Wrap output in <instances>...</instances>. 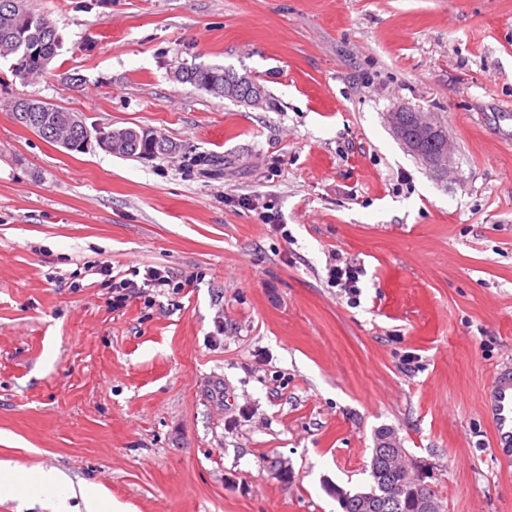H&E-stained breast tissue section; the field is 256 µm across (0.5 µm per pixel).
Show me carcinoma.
Returning a JSON list of instances; mask_svg holds the SVG:
<instances>
[{"label":"carcinoma","instance_id":"obj_1","mask_svg":"<svg viewBox=\"0 0 512 512\" xmlns=\"http://www.w3.org/2000/svg\"><path fill=\"white\" fill-rule=\"evenodd\" d=\"M22 44L28 49L27 62L21 69L12 68V73L17 78L27 80L48 73V66L62 47V37L49 15L31 9L28 0H0V58L17 62V50ZM173 79L239 103L258 104L264 97L263 90L249 76L222 66H185L173 73ZM22 104L33 107V114L42 118L43 125L35 128V132L43 140L55 145L58 137L69 136V130L62 126L63 117L68 115L67 110L34 98H24ZM396 121L407 140L419 138L417 113L398 112ZM111 133L116 144L113 154L119 156L157 157L177 149V144L162 136L156 143L139 136V128H115ZM447 136V129L440 124L438 132L422 141L420 147L425 152L435 154ZM387 440V435H381L377 447L373 449L370 463L371 500L338 486L332 488L341 512H420L423 498H439L435 486L428 483L419 488L407 486L395 494L387 492V488L401 481L398 473L388 466L390 449L386 446Z\"/></svg>","mask_w":512,"mask_h":512}]
</instances>
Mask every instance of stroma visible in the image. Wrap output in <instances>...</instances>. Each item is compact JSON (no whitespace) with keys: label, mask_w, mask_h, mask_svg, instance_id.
Here are the masks:
<instances>
[{"label":"stroma","mask_w":512,"mask_h":512,"mask_svg":"<svg viewBox=\"0 0 512 512\" xmlns=\"http://www.w3.org/2000/svg\"><path fill=\"white\" fill-rule=\"evenodd\" d=\"M30 4L63 43L44 77L0 60V463L122 512H339L387 429L442 512H512L480 408L512 363V0ZM17 98L178 149L69 153ZM398 106L446 126L445 169L397 140ZM336 256L359 295L328 283ZM104 260L181 286L114 307L85 271ZM172 77L179 83H188L234 102L259 104L264 97L263 90L248 75L223 66H185L176 70ZM214 86L217 91L212 89ZM28 481L29 483L37 487L38 493L31 498V500H38L42 495V491L46 487H56L60 488L63 484H65L66 479L64 475L54 469V468H43L38 467L37 469H32L28 472Z\"/></svg>","instance_id":"35a3bbf8"}]
</instances>
